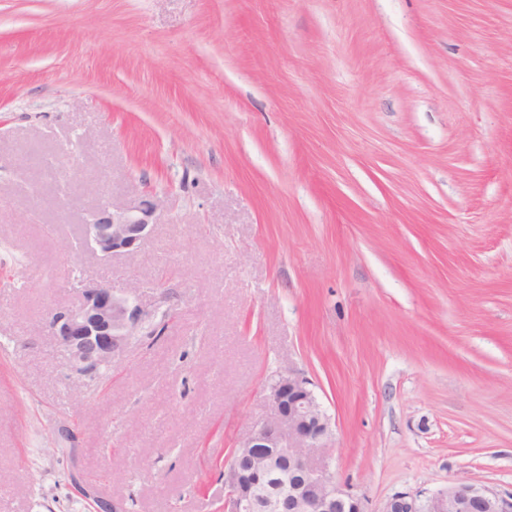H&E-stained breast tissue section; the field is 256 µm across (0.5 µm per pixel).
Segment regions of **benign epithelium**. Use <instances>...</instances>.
Listing matches in <instances>:
<instances>
[{
	"label": "benign epithelium",
	"mask_w": 512,
	"mask_h": 512,
	"mask_svg": "<svg viewBox=\"0 0 512 512\" xmlns=\"http://www.w3.org/2000/svg\"><path fill=\"white\" fill-rule=\"evenodd\" d=\"M151 230L146 209L134 214L106 208L84 225V240L107 259L137 252ZM76 293L77 305L53 313L49 328L71 370L91 376L124 350L152 313L110 286L81 284ZM266 398L268 412L224 461V512H366L363 499L336 483L330 472L331 422L309 381L291 370L280 372L268 383ZM274 477L282 484L259 494ZM381 512H512V493L450 483L429 496L396 493Z\"/></svg>",
	"instance_id": "1"
}]
</instances>
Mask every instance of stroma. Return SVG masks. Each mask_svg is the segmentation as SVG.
Segmentation results:
<instances>
[{"label":"stroma","instance_id":"1","mask_svg":"<svg viewBox=\"0 0 512 512\" xmlns=\"http://www.w3.org/2000/svg\"><path fill=\"white\" fill-rule=\"evenodd\" d=\"M79 278L167 314L91 378ZM289 369L368 512L512 492V0H0V512H222ZM109 205L89 224H84V240L90 249L103 259L120 253L132 254L139 250L142 241L150 234L148 209L132 210ZM381 512H512V493L450 483L429 496L400 492L386 500Z\"/></svg>","mask_w":512,"mask_h":512}]
</instances>
